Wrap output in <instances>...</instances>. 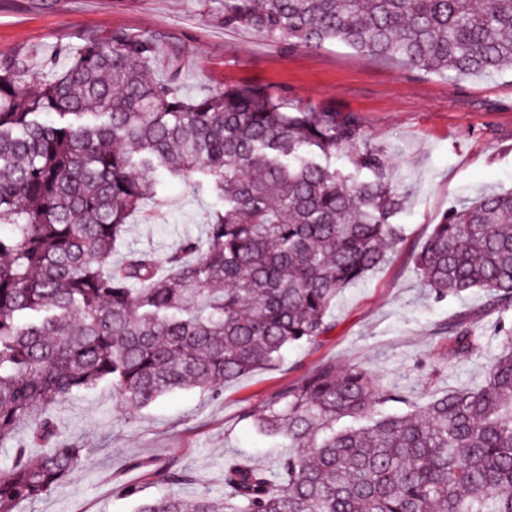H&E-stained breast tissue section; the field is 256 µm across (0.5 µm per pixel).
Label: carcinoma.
<instances>
[{"mask_svg": "<svg viewBox=\"0 0 512 512\" xmlns=\"http://www.w3.org/2000/svg\"><path fill=\"white\" fill-rule=\"evenodd\" d=\"M224 27L340 41L450 80L512 69V0H224ZM59 54L41 79L0 56V512L85 465L56 402L100 384L132 410L181 389L217 397L332 332L337 297L399 240L405 203L354 112H288L252 86L189 99L179 67L149 77L150 36L90 35ZM168 177L214 200L204 238L163 257L125 245ZM415 265L434 301L481 290L499 312L480 386L394 413L404 395L367 367L324 364L240 412L285 449L277 471L227 459L224 495L186 498L172 488L193 472L167 465L153 476L170 492L121 496L135 512H512V191L452 207ZM448 339L478 346L470 313L448 319Z\"/></svg>", "mask_w": 512, "mask_h": 512, "instance_id": "1", "label": "carcinoma"}]
</instances>
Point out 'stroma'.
<instances>
[{"mask_svg":"<svg viewBox=\"0 0 512 512\" xmlns=\"http://www.w3.org/2000/svg\"><path fill=\"white\" fill-rule=\"evenodd\" d=\"M113 31L157 41L156 78H166L167 59L179 56L181 85L190 96L250 85L269 89L291 110L327 103L358 113L369 139L385 146L397 165L406 196L396 218L402 237L380 268L337 298L336 328L319 345L288 351L226 384L220 397L180 390L132 412L98 387L59 402L54 420L83 446L88 464L17 512H133L120 487L134 483L143 496H160L166 488L152 472L167 463L196 475V483L182 488L185 496L206 487L222 494L228 457L243 454L276 468L277 449L252 434L240 411L261 409L270 393L325 363L341 371L370 367L414 409L449 389L483 382L498 347L496 312L485 308L478 291L462 301L435 302L421 286L413 256L458 200L512 190V71L451 81L341 42L290 46L225 28L222 0H0V55H21L35 74L60 46ZM210 205L172 182L147 200V215L133 218L126 241L164 255L185 235H201ZM463 305L482 332L479 350L471 353L453 351L445 329Z\"/></svg>","mask_w":512,"mask_h":512,"instance_id":"1","label":"stroma"}]
</instances>
